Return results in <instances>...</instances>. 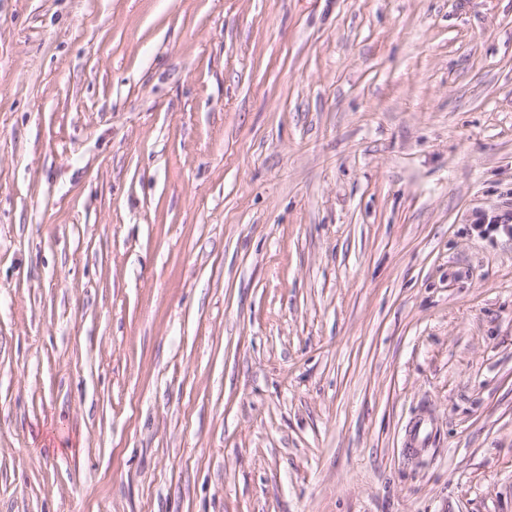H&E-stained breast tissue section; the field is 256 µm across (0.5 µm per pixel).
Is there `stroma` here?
Returning a JSON list of instances; mask_svg holds the SVG:
<instances>
[{
	"instance_id": "35a3bbf8",
	"label": "stroma",
	"mask_w": 512,
	"mask_h": 512,
	"mask_svg": "<svg viewBox=\"0 0 512 512\" xmlns=\"http://www.w3.org/2000/svg\"><path fill=\"white\" fill-rule=\"evenodd\" d=\"M512 0H0V512H512Z\"/></svg>"
}]
</instances>
